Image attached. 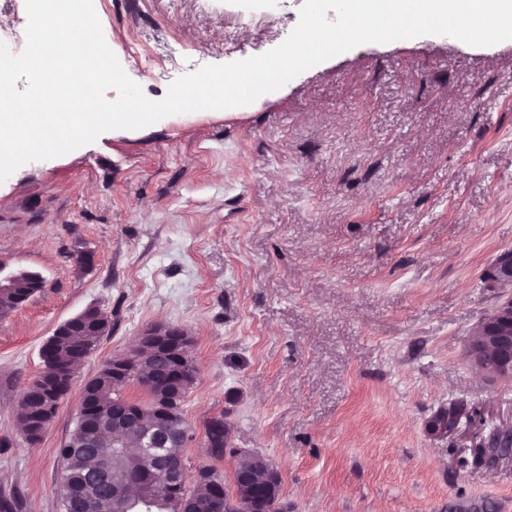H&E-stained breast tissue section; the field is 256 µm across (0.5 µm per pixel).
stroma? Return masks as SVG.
<instances>
[{
    "label": "stroma",
    "instance_id": "obj_1",
    "mask_svg": "<svg viewBox=\"0 0 512 512\" xmlns=\"http://www.w3.org/2000/svg\"><path fill=\"white\" fill-rule=\"evenodd\" d=\"M303 0H94L105 39L151 100L187 73L281 44ZM512 250V40L368 43L237 113L109 130L0 183V269L46 286L0 317V493L60 512L58 448L78 389L41 438L16 424L39 350L86 307L110 329L79 378L142 331H187L197 378L182 411L188 469L232 480L264 455L288 512H512V383L463 345L497 303L484 282ZM453 432L435 428L454 406ZM228 415L231 449L206 448Z\"/></svg>",
    "mask_w": 512,
    "mask_h": 512
}]
</instances>
